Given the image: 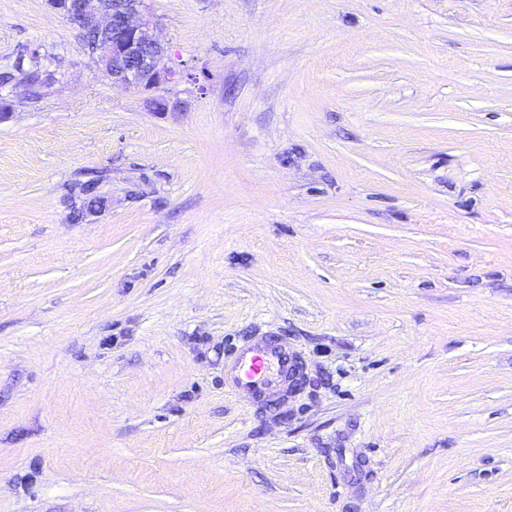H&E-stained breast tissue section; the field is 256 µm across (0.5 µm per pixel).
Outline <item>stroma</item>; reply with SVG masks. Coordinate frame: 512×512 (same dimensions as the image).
<instances>
[{"label": "stroma", "instance_id": "obj_1", "mask_svg": "<svg viewBox=\"0 0 512 512\" xmlns=\"http://www.w3.org/2000/svg\"><path fill=\"white\" fill-rule=\"evenodd\" d=\"M146 3L163 114L0 0V512H512V0ZM34 66H32L31 68H25L23 63L21 64L17 61L11 67H6L3 70L0 69V74H9L10 76L18 80V82H14L11 85V90L21 87L22 83L20 82H24L27 84V86H29L31 92L34 95L39 96L41 94V90L44 87L52 84L55 81L56 77L55 73L52 71L47 72V77L43 74L45 70H41V68H38L37 64H34ZM296 364L288 349L266 340H255L234 355L226 374L230 393L254 401L272 402V398L288 392V374ZM305 381L304 366L299 362L289 387L300 389Z\"/></svg>", "mask_w": 512, "mask_h": 512}]
</instances>
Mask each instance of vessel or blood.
<instances>
[{"label":"vessel or blood","instance_id":"vessel-or-blood-1","mask_svg":"<svg viewBox=\"0 0 512 512\" xmlns=\"http://www.w3.org/2000/svg\"><path fill=\"white\" fill-rule=\"evenodd\" d=\"M296 360L286 348L256 340L240 348L226 374L230 393L255 401H271L286 392Z\"/></svg>","mask_w":512,"mask_h":512}]
</instances>
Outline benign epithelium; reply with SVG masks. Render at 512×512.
Returning a JSON list of instances; mask_svg holds the SVG:
<instances>
[{
  "label": "benign epithelium",
  "instance_id": "7a95c632",
  "mask_svg": "<svg viewBox=\"0 0 512 512\" xmlns=\"http://www.w3.org/2000/svg\"><path fill=\"white\" fill-rule=\"evenodd\" d=\"M79 33L82 52L112 84L152 93L150 111L165 113L177 102L153 91L178 83L167 49L150 33L144 0H48Z\"/></svg>",
  "mask_w": 512,
  "mask_h": 512
}]
</instances>
